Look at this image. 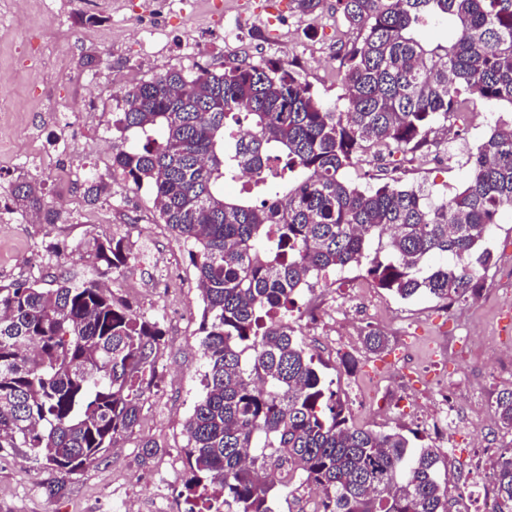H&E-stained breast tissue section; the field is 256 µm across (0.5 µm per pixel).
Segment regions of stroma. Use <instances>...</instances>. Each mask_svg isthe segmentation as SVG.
Here are the masks:
<instances>
[{
  "instance_id": "obj_1",
  "label": "stroma",
  "mask_w": 512,
  "mask_h": 512,
  "mask_svg": "<svg viewBox=\"0 0 512 512\" xmlns=\"http://www.w3.org/2000/svg\"><path fill=\"white\" fill-rule=\"evenodd\" d=\"M70 2L0 0V84L6 88L0 101V185L27 172L42 181L49 201L63 202L65 212L64 222L35 224L0 202V285L35 280L50 288L61 276L107 283L115 298L137 313H164L165 345L156 381L144 393L135 433L117 440L82 471L64 475L27 460L23 449H0V512H115L121 500L131 502L133 512H152L151 501L157 496L183 512L188 479L183 425L203 394L205 370L196 269L182 240L159 223L151 190L113 179L112 148L105 143L113 135L116 116L111 101H103L98 116L82 129L81 156L52 158V167L81 164L110 181V196L90 206L84 200L83 179L63 185L51 181L50 167L41 156L51 140L65 132L51 101L60 95L78 96L84 75L105 82L119 76L127 87L145 80V73L130 70L139 50L137 29L129 21L133 13L164 32L156 48L155 72L172 67L189 71L197 65L218 73L232 64L260 60L294 64L329 106L341 93L336 43L355 41L357 34L342 28L336 0H323L312 15L299 13L292 0H108L105 36L100 39L82 34ZM46 28L51 35L39 47L40 63L29 68L20 36ZM187 34L193 46H186ZM90 54L102 59L93 71L84 64ZM500 118L512 119V109L474 101L454 143L425 155L386 156L372 161L368 171L378 183L398 177L408 185H424L438 197L452 194L469 175L471 155ZM112 236L124 238L133 255L121 272L105 274L88 262L72 261V252L92 238ZM51 243L59 244L61 255L48 252ZM487 246L493 266L475 296L451 309L425 296L403 300L372 286L363 264L346 268L334 283L319 285L320 296L347 308L365 283L381 305L372 322L388 343L383 351L370 352L363 344L364 326L353 327L346 351L358 360L354 373H347L336 356L338 322L315 332L298 322L297 310L305 306L308 291H300L296 310L288 314L295 337L313 353L317 367L333 379L337 390L346 389L349 379L363 382L368 374H381L383 381L372 398L388 409L392 428L417 432L424 444L438 448L442 439L420 416L429 406L425 386L436 379L453 382L462 364L478 365L472 408L481 420L476 425L456 423L452 443L458 453L440 470L452 498L469 481V468L492 470L500 451L512 448V432L500 428L494 416L496 397L512 388V376L481 367L489 345L512 339V301L506 297L512 284L505 277L512 268L511 214L493 225ZM162 255L169 263L158 275L152 261ZM143 439L159 446L153 458H142L138 443ZM54 485L59 488L55 494L50 491Z\"/></svg>"
}]
</instances>
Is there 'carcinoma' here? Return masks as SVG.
Wrapping results in <instances>:
<instances>
[{"label":"carcinoma","instance_id":"obj_1","mask_svg":"<svg viewBox=\"0 0 512 512\" xmlns=\"http://www.w3.org/2000/svg\"><path fill=\"white\" fill-rule=\"evenodd\" d=\"M359 40L339 47L342 105L329 107L295 65L241 63L221 74L171 68L122 91L112 176L153 190L159 222L190 245L204 304V394L184 423L185 512H273L293 477L325 494L323 512H449L442 456L402 432L355 426L280 316L308 279L374 259L378 287L448 305L479 287L498 215L512 212V121L477 146L467 182L438 200L399 179L360 188L342 172L365 157L417 152L476 99L512 107V0H336ZM433 16L449 34H418ZM145 137L128 143L127 133ZM251 180L246 195L224 186ZM84 199L109 186L91 173ZM11 211L43 224L62 212L36 178L8 186ZM93 265L119 272L124 240L94 238ZM164 331L94 280L0 286V448L65 474L97 460L140 420ZM367 350L385 348L369 329ZM512 430V389L497 396ZM512 512V448L493 472Z\"/></svg>","mask_w":512,"mask_h":512}]
</instances>
